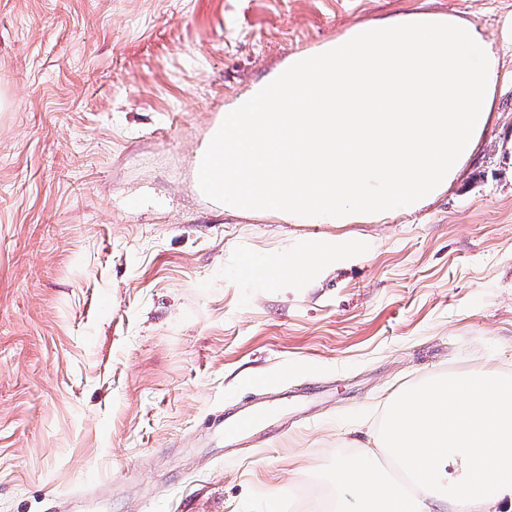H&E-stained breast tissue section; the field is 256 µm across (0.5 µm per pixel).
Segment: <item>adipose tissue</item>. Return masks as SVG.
<instances>
[{
	"label": "adipose tissue",
	"mask_w": 512,
	"mask_h": 512,
	"mask_svg": "<svg viewBox=\"0 0 512 512\" xmlns=\"http://www.w3.org/2000/svg\"><path fill=\"white\" fill-rule=\"evenodd\" d=\"M285 261L244 252L235 276L283 286ZM375 453L336 464L331 512H499L512 503V377L493 370L438 377L390 399ZM465 479L448 483V463Z\"/></svg>",
	"instance_id": "obj_1"
}]
</instances>
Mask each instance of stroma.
Segmentation results:
<instances>
[{
	"instance_id": "obj_1",
	"label": "stroma",
	"mask_w": 512,
	"mask_h": 512,
	"mask_svg": "<svg viewBox=\"0 0 512 512\" xmlns=\"http://www.w3.org/2000/svg\"><path fill=\"white\" fill-rule=\"evenodd\" d=\"M466 19L495 120L450 189L358 224L215 208L194 153L224 105L351 27ZM0 512H313L386 401L512 376V0H0ZM328 267L282 288L238 255ZM322 382L229 453L247 390ZM288 261H270L264 257L242 252L236 262L235 277L261 288H280L286 281L283 270Z\"/></svg>"
}]
</instances>
